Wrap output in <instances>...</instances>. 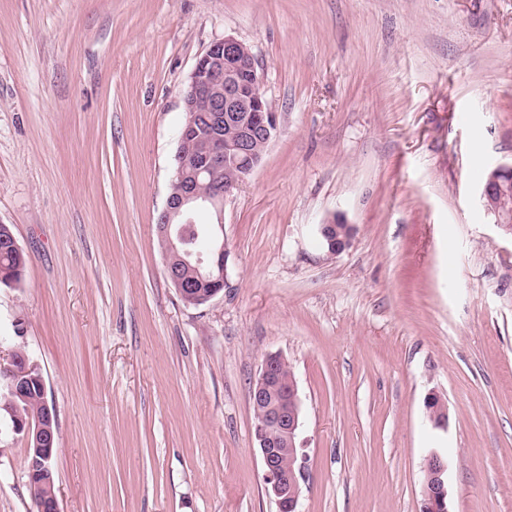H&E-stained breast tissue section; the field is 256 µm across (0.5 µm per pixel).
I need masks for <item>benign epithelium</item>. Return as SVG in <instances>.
Here are the masks:
<instances>
[{"label":"benign epithelium","instance_id":"1","mask_svg":"<svg viewBox=\"0 0 512 512\" xmlns=\"http://www.w3.org/2000/svg\"><path fill=\"white\" fill-rule=\"evenodd\" d=\"M262 67L252 49L242 41L226 36L212 42L198 57L183 92L186 115L180 132L183 143L205 130L207 148L201 161L195 163L191 155L180 151L177 168L171 184L167 206L159 219L158 234L163 242L166 273L187 305L205 304L224 290L228 251L224 245V224H209L204 235L210 242V251L202 255L193 248L199 236L193 214L200 207H209L224 214V199L230 191L224 189V160L233 159L251 174L260 164L251 144L256 139L269 143L279 131L278 117L262 94ZM237 134L224 137V127ZM486 209L496 217L500 227L512 234V166L490 171L481 193ZM319 236L326 239L330 255L344 251L351 242L346 238L338 243L329 235L328 224L317 227ZM194 270L199 280L212 284L204 297L189 287L171 260ZM27 355L12 351L10 364L0 368L7 410L13 420L12 430L22 435L29 457L28 476L31 486L43 490L40 512H60L54 491L52 459L56 433L51 422L56 418L50 408L35 421L24 420L15 412L16 398L28 390L27 380L17 368ZM287 364L280 354L267 355L261 364L251 392L254 410V435L263 461V481L266 493L290 512L298 509L301 481L305 477L304 462L298 460L297 441L301 427V400L297 383L290 376L279 377V367ZM448 462L432 451L426 457L423 512H449L445 474Z\"/></svg>","mask_w":512,"mask_h":512}]
</instances>
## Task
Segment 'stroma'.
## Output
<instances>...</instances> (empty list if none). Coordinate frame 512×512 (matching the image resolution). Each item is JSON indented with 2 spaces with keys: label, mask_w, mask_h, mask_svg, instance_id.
<instances>
[{
  "label": "stroma",
  "mask_w": 512,
  "mask_h": 512,
  "mask_svg": "<svg viewBox=\"0 0 512 512\" xmlns=\"http://www.w3.org/2000/svg\"><path fill=\"white\" fill-rule=\"evenodd\" d=\"M227 36L279 132L224 203L223 294L189 306L155 224ZM510 165L512 0H0V224L28 256L0 350L42 370L61 512H279L250 402L271 353L301 512H421L433 449L449 512H512V235L480 199ZM26 456L0 428V512H36Z\"/></svg>",
  "instance_id": "stroma-1"
}]
</instances>
